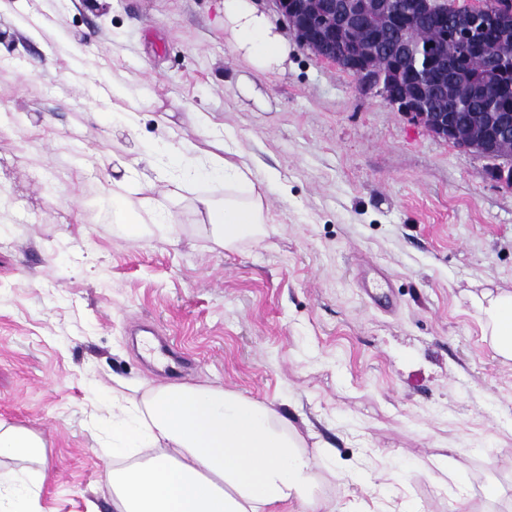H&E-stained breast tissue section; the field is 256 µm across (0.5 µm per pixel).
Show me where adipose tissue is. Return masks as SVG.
<instances>
[{
	"label": "adipose tissue",
	"instance_id": "adipose-tissue-1",
	"mask_svg": "<svg viewBox=\"0 0 512 512\" xmlns=\"http://www.w3.org/2000/svg\"><path fill=\"white\" fill-rule=\"evenodd\" d=\"M224 32L256 71H283L288 40L251 0H224ZM167 155V165H150L143 174L137 168L148 163V154L115 159L125 175L112 181L113 196L137 200L126 227L129 237H140L147 224L170 226V214L155 196L158 183L170 184L169 194L176 197L203 179L224 187L223 201L195 198L217 247L230 249L264 235V190L248 166L215 152L201 153L191 143L172 147ZM241 186L247 189L243 198L236 194ZM470 300L495 352L511 361L512 292L486 288ZM44 453L39 434L0 422V457L33 463L29 469L0 472V512H41L46 475L36 465ZM112 454L136 457L108 474L115 512H277L291 501L299 502L302 512H330L314 494L318 453L308 450L288 417L221 386L147 389L138 405L113 416Z\"/></svg>",
	"mask_w": 512,
	"mask_h": 512
}]
</instances>
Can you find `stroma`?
<instances>
[{
    "label": "stroma",
    "mask_w": 512,
    "mask_h": 512,
    "mask_svg": "<svg viewBox=\"0 0 512 512\" xmlns=\"http://www.w3.org/2000/svg\"><path fill=\"white\" fill-rule=\"evenodd\" d=\"M0 13V420L46 445L44 512H112V398L221 385L328 445L332 512H512V362L467 294L512 291V188L377 89L293 45L261 74L224 0H11ZM138 104L84 89L83 48ZM206 111L212 126L196 114ZM224 141L264 184L265 235L215 246L183 193L182 242L127 236L112 156ZM112 112L120 116L123 126L135 131L140 122L137 105L132 103L118 85L111 84V98L109 100Z\"/></svg>",
    "instance_id": "35a3bbf8"
}]
</instances>
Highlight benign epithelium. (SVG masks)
Listing matches in <instances>:
<instances>
[{
  "instance_id": "obj_1",
  "label": "benign epithelium",
  "mask_w": 512,
  "mask_h": 512,
  "mask_svg": "<svg viewBox=\"0 0 512 512\" xmlns=\"http://www.w3.org/2000/svg\"><path fill=\"white\" fill-rule=\"evenodd\" d=\"M273 10L289 26L298 43L311 48L320 59L358 78L374 70L380 42H351L344 36L347 28L365 25L376 16L384 19V30H403L433 19L448 24V0H269ZM458 34L448 40L419 44H404L401 52L408 53L423 64L413 77L415 89L408 92L401 81L383 74L377 87L384 101L397 111L420 124L431 136L445 141L463 152H474L499 162L498 176L512 186V162L500 160L499 146L512 135V105L507 103V88L497 83L504 56L491 53L492 39L503 45L512 40V0H481L466 13L463 24L455 26ZM484 55L488 66L472 73L467 91L469 96L495 95L497 111L485 116L473 115L481 125L476 138L463 136L456 116L434 104L442 96L448 80L464 69L463 61Z\"/></svg>"
}]
</instances>
